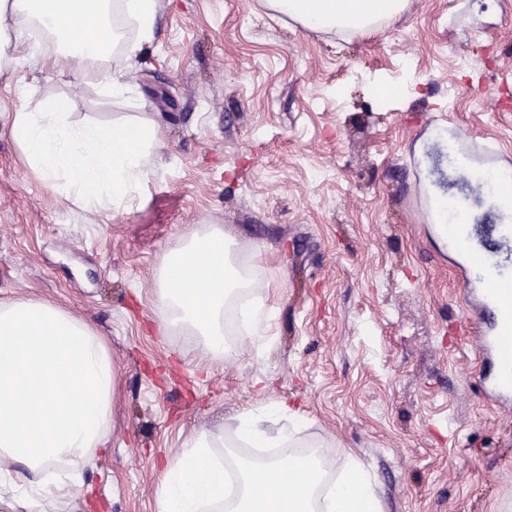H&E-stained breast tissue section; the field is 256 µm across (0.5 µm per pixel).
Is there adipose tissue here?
Here are the masks:
<instances>
[{
    "mask_svg": "<svg viewBox=\"0 0 512 512\" xmlns=\"http://www.w3.org/2000/svg\"><path fill=\"white\" fill-rule=\"evenodd\" d=\"M301 27L341 38L378 33L408 0H263ZM160 0H0V45L37 28L46 66L99 79L109 95L132 92L126 69L150 43ZM121 53L123 67L104 64ZM26 165L65 179L89 206L119 209L140 190L161 145L153 122H77L66 104L23 105L9 123ZM268 283L222 225L193 229L166 250L148 301L165 335L223 359L247 340L263 355L277 321ZM117 373L105 339L64 306L20 297L0 302V487L23 512L86 493L82 469L104 451ZM306 415L269 400L190 434L158 475L156 512H382L376 479L352 452L327 458L304 441Z\"/></svg>",
    "mask_w": 512,
    "mask_h": 512,
    "instance_id": "ef3b65f1",
    "label": "adipose tissue"
}]
</instances>
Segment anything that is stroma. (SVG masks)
Masks as SVG:
<instances>
[{"instance_id": "stroma-1", "label": "stroma", "mask_w": 512, "mask_h": 512, "mask_svg": "<svg viewBox=\"0 0 512 512\" xmlns=\"http://www.w3.org/2000/svg\"><path fill=\"white\" fill-rule=\"evenodd\" d=\"M129 98L19 60L0 72V300L66 306L106 340L118 382L108 449L63 512H155L158 470L200 426L284 399L331 456L352 449L383 512H512V413L475 385L464 289L432 194L461 179L455 139L512 163V0H410L342 39L262 0H161ZM74 120L138 115L164 146L140 191L93 210L32 175L8 131L20 89ZM248 245L273 287L261 360L199 364L145 296L196 226Z\"/></svg>"}]
</instances>
